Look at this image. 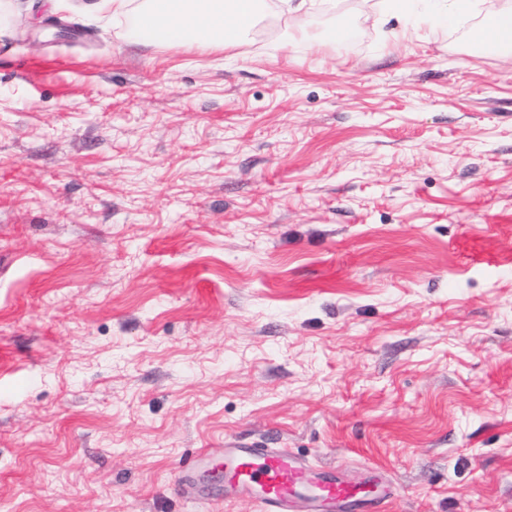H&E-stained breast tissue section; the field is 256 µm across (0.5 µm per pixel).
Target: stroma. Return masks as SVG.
Segmentation results:
<instances>
[{
  "instance_id": "35a3bbf8",
  "label": "stroma",
  "mask_w": 512,
  "mask_h": 512,
  "mask_svg": "<svg viewBox=\"0 0 512 512\" xmlns=\"http://www.w3.org/2000/svg\"><path fill=\"white\" fill-rule=\"evenodd\" d=\"M92 2L0 0V512H260L182 479L227 442L512 512V0ZM261 2L259 0H99L96 7L113 17L137 13V36L145 37L141 19L167 31V42L181 44L203 41L213 47L228 46L242 39L255 25ZM229 3L230 7L225 8ZM237 24V36L225 40L224 19ZM476 35H479L482 41H491L496 45L506 44L507 47L502 54L511 57L512 7L489 14L483 25L474 31V36Z\"/></svg>"
}]
</instances>
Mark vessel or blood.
<instances>
[{
  "mask_svg": "<svg viewBox=\"0 0 512 512\" xmlns=\"http://www.w3.org/2000/svg\"><path fill=\"white\" fill-rule=\"evenodd\" d=\"M222 458L224 492L259 503L262 512H386L392 492L378 485L373 497H365L345 484L335 470L312 466L308 460L282 448L234 443L195 452L183 470L184 478L203 473L213 458Z\"/></svg>",
  "mask_w": 512,
  "mask_h": 512,
  "instance_id": "1",
  "label": "vessel or blood"
}]
</instances>
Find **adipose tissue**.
<instances>
[{"mask_svg":"<svg viewBox=\"0 0 512 512\" xmlns=\"http://www.w3.org/2000/svg\"><path fill=\"white\" fill-rule=\"evenodd\" d=\"M99 11L118 17L136 13L138 18L162 28L172 43L201 41L225 46V20L237 24L238 36L255 25L260 0H98Z\"/></svg>","mask_w":512,"mask_h":512,"instance_id":"adipose-tissue-1","label":"adipose tissue"}]
</instances>
